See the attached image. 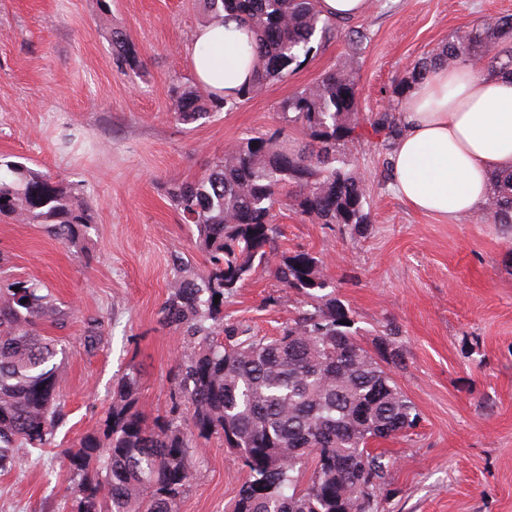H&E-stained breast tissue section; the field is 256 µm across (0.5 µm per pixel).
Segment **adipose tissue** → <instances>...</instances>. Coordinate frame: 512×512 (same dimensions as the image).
<instances>
[{
	"label": "adipose tissue",
	"instance_id": "obj_1",
	"mask_svg": "<svg viewBox=\"0 0 512 512\" xmlns=\"http://www.w3.org/2000/svg\"><path fill=\"white\" fill-rule=\"evenodd\" d=\"M256 64L252 35L237 16L197 30L192 73L217 95L236 97ZM402 123L389 157L395 194L453 224L472 217L487 199L490 176L512 170V75L437 66L412 85Z\"/></svg>",
	"mask_w": 512,
	"mask_h": 512
}]
</instances>
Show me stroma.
Masks as SVG:
<instances>
[{
    "label": "stroma",
    "mask_w": 512,
    "mask_h": 512,
    "mask_svg": "<svg viewBox=\"0 0 512 512\" xmlns=\"http://www.w3.org/2000/svg\"><path fill=\"white\" fill-rule=\"evenodd\" d=\"M505 14L512 0H370L348 22L367 35L359 47L343 36L315 45L288 77L183 124L173 88L194 81L191 37L210 19L202 0H0V157L72 183L95 212L74 245L0 219V278L39 280L70 313L49 331L67 346L63 417L50 447L0 473V512H62L75 483L65 451L102 430L131 367L139 411L185 424L176 371L198 341L162 325L161 309L173 254L191 275L207 261L167 198L169 180H196L235 143L285 129L280 103L352 54L360 112L385 111L420 59ZM117 32L137 67L117 70ZM343 153L366 189L369 223L319 224L282 205L276 250L321 258L360 345L374 353L390 340L401 355L392 375L421 421L371 442L391 468L369 512H512V241L479 214L451 224L408 207L371 129ZM301 307L262 266L224 296L225 318L259 336L279 335ZM194 454L180 512H233L248 468L216 436L197 439Z\"/></svg>",
    "instance_id": "obj_1"
}]
</instances>
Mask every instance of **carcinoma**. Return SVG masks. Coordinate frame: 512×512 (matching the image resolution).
I'll list each match as a JSON object with an SVG mask.
<instances>
[{
    "label": "carcinoma",
    "instance_id": "carcinoma-1",
    "mask_svg": "<svg viewBox=\"0 0 512 512\" xmlns=\"http://www.w3.org/2000/svg\"><path fill=\"white\" fill-rule=\"evenodd\" d=\"M211 18L230 12L245 20L258 39L257 75L239 97L285 78L308 55L312 43L336 39L341 21L327 17L319 0H203ZM118 69L136 61L120 36ZM438 64L512 71V15L474 24L430 57L418 61L396 84L398 100ZM359 64L347 57L279 106L282 118L302 130L297 145L279 135L253 136L191 182L173 180L166 193L181 223L195 227L196 243L210 268L185 275L186 262L172 259L174 279L161 311L162 322L199 340L180 364L181 393L192 406L188 427L169 419L149 425L136 408L139 372L122 379L102 435L88 433L67 449L78 477L67 512H179L193 475L192 437L218 435L250 471L235 512H366L384 482L390 461L368 448L372 440L395 438L419 414L400 390L389 362L399 354L384 347L371 355L351 331L348 310L332 294L323 261L305 252L284 256L273 276L310 299V308L274 338L246 336L224 322V300L214 296L238 288L274 249V208L289 192L290 205L319 224L369 223L366 190L341 153L344 142L369 126L393 147L402 131L392 111L362 116ZM175 114L191 124L236 100L198 86L173 89ZM486 216L512 225V172L489 183ZM0 216L40 224L53 237L79 241L94 223L85 197L49 173L20 162H0ZM68 312L32 280L0 278V472L51 445L60 419L65 347L41 334L61 329ZM224 334V343L217 335ZM315 457L303 489L293 472L305 454Z\"/></svg>",
    "mask_w": 512,
    "mask_h": 512
}]
</instances>
